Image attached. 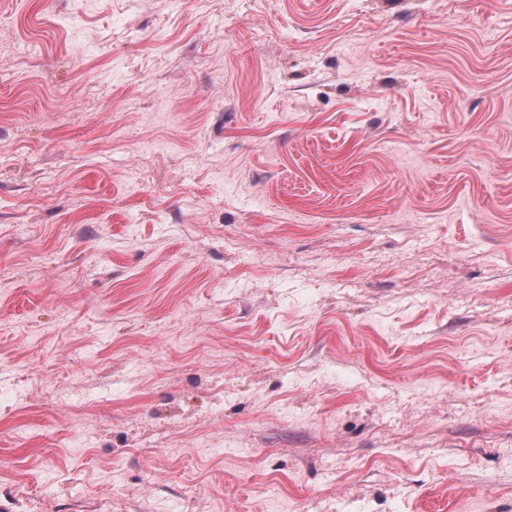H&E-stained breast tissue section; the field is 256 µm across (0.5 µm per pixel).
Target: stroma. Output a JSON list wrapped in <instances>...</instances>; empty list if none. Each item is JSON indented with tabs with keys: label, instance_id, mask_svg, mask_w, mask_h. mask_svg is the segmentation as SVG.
<instances>
[{
	"label": "stroma",
	"instance_id": "obj_1",
	"mask_svg": "<svg viewBox=\"0 0 512 512\" xmlns=\"http://www.w3.org/2000/svg\"><path fill=\"white\" fill-rule=\"evenodd\" d=\"M0 512H512V0H0Z\"/></svg>",
	"mask_w": 512,
	"mask_h": 512
}]
</instances>
